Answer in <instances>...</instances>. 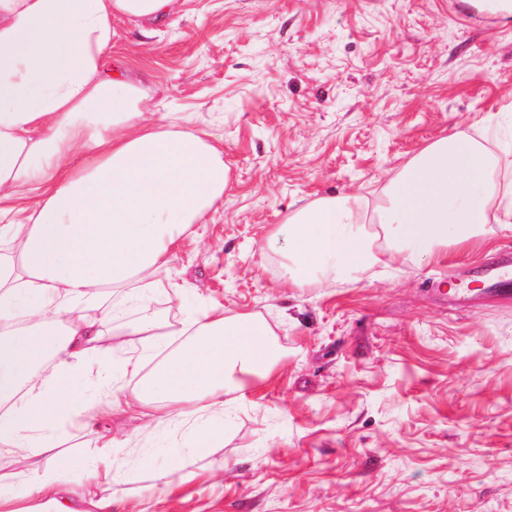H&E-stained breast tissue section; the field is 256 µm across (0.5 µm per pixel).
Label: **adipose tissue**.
<instances>
[{
    "instance_id": "1",
    "label": "adipose tissue",
    "mask_w": 512,
    "mask_h": 512,
    "mask_svg": "<svg viewBox=\"0 0 512 512\" xmlns=\"http://www.w3.org/2000/svg\"><path fill=\"white\" fill-rule=\"evenodd\" d=\"M174 0H0V200L30 192L25 221L0 224V460L22 457L16 492L0 471V512H112L92 494L111 482V430L84 465L87 492L59 459L64 427L119 408L156 425L189 427L194 454L224 430L227 390L269 376L281 358L266 321L221 307L179 317L149 299H182L163 280L185 232L224 201L229 168L212 144L151 120L141 79L107 70L112 20L153 22ZM455 132L414 155L382 189L376 210L359 195L297 207L266 246L286 238L294 266L351 281L411 245L435 257L512 222V180L494 182V154ZM141 305L117 351L109 326ZM107 376L100 402L81 386L90 366ZM135 381L126 399L127 381Z\"/></svg>"
}]
</instances>
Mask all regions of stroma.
<instances>
[{"label": "stroma", "mask_w": 512, "mask_h": 512, "mask_svg": "<svg viewBox=\"0 0 512 512\" xmlns=\"http://www.w3.org/2000/svg\"><path fill=\"white\" fill-rule=\"evenodd\" d=\"M122 61L164 112H189L224 156V204L169 275L187 307L264 319L282 358L228 393L216 448L126 451L115 512H512V225L493 253H388L355 281L298 286L268 236L324 195L375 199L428 143L494 114L493 175L512 178V17L479 0H179L114 19ZM172 470L179 492L156 473Z\"/></svg>", "instance_id": "stroma-1"}]
</instances>
